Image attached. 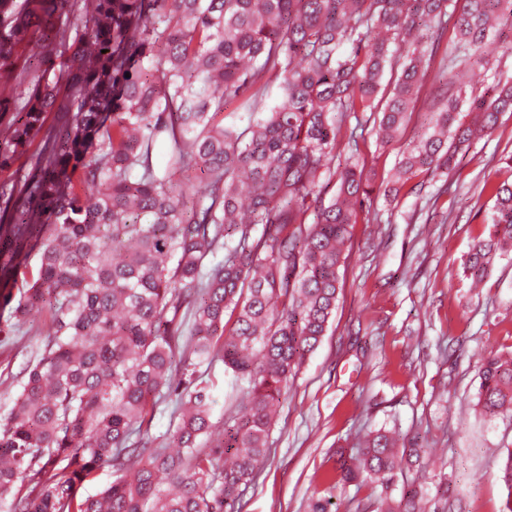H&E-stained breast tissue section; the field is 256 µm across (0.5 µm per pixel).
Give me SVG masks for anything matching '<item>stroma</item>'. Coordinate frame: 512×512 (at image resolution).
<instances>
[{
  "instance_id": "obj_1",
  "label": "stroma",
  "mask_w": 512,
  "mask_h": 512,
  "mask_svg": "<svg viewBox=\"0 0 512 512\" xmlns=\"http://www.w3.org/2000/svg\"><path fill=\"white\" fill-rule=\"evenodd\" d=\"M434 89V80L423 83L410 120L386 147L371 125L357 127L360 154L378 177L425 130ZM510 153L506 113L420 194L394 201L376 193L365 202L329 331L280 399L266 459L239 512H308L314 497L328 499L331 512H378L382 498H399L414 480L428 512H502L512 417L484 415L476 394L482 357L512 352V255L495 260L478 289L455 270L493 205L483 182L512 175L503 164ZM48 323V312L33 314L0 340V406L15 397L29 344ZM379 429L432 449L422 478L406 470L386 488L334 485L339 451Z\"/></svg>"
}]
</instances>
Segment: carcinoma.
I'll use <instances>...</instances> for the list:
<instances>
[{
    "mask_svg": "<svg viewBox=\"0 0 512 512\" xmlns=\"http://www.w3.org/2000/svg\"><path fill=\"white\" fill-rule=\"evenodd\" d=\"M505 18L512 0H0V335L50 315L0 411V512H238L328 331L359 208L448 173L512 112V84L476 98L459 81L487 80ZM439 54L431 126L378 183L347 122L366 113L394 141ZM483 188L474 283L512 252V181ZM218 362L229 379L204 378ZM479 378L481 411L512 414V355ZM226 383L240 410L206 445ZM425 455L377 430L341 479L387 485ZM104 466L115 478L83 494ZM501 472L512 512V450ZM379 509L423 512L419 490Z\"/></svg>",
    "mask_w": 512,
    "mask_h": 512,
    "instance_id": "obj_1",
    "label": "carcinoma"
}]
</instances>
